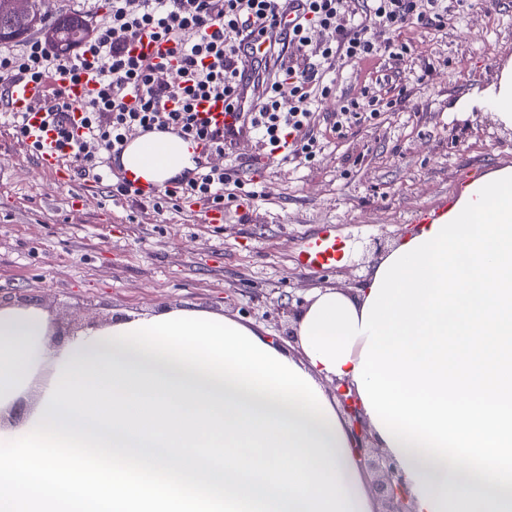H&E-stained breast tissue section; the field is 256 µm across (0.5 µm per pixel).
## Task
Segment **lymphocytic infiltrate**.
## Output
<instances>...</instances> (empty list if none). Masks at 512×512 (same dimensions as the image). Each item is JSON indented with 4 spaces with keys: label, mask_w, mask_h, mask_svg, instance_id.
<instances>
[{
    "label": "lymphocytic infiltrate",
    "mask_w": 512,
    "mask_h": 512,
    "mask_svg": "<svg viewBox=\"0 0 512 512\" xmlns=\"http://www.w3.org/2000/svg\"><path fill=\"white\" fill-rule=\"evenodd\" d=\"M446 0H110L95 34L75 51L59 53L33 40L17 53L0 52V84L43 83L51 72L78 84L96 70L99 87L72 113L68 88L57 89L42 120L58 147L71 148L80 174L104 181L107 156H120L135 131H177L223 152L235 136L198 112L206 98L225 109L238 102V78L249 57L243 48L265 27L285 25L287 36L265 47V76L250 136L269 154L312 162L321 150L314 116L332 92L337 66L379 56L403 59L408 48L396 31L412 22L443 26ZM169 45L171 62L154 67L135 56L141 33ZM321 40H313V33ZM231 178L226 170L199 165L171 180L164 200H184L223 211Z\"/></svg>",
    "instance_id": "obj_1"
}]
</instances>
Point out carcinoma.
I'll return each instance as SVG.
<instances>
[{"label":"carcinoma","mask_w":512,"mask_h":512,"mask_svg":"<svg viewBox=\"0 0 512 512\" xmlns=\"http://www.w3.org/2000/svg\"><path fill=\"white\" fill-rule=\"evenodd\" d=\"M39 34L55 51H66L84 41L90 28L84 17L51 8L50 0H32L26 17L0 18V44L16 42Z\"/></svg>","instance_id":"1"}]
</instances>
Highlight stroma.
<instances>
[{
	"label": "stroma",
	"mask_w": 512,
	"mask_h": 512,
	"mask_svg": "<svg viewBox=\"0 0 512 512\" xmlns=\"http://www.w3.org/2000/svg\"><path fill=\"white\" fill-rule=\"evenodd\" d=\"M394 38L410 49L404 61L337 68L312 164L256 163L262 148L252 140L207 157L254 190L217 222L182 201L156 209L112 199L77 173L60 184L0 124V305L37 303L67 332L192 307L293 349L290 334L315 291L362 287L416 212H439L471 179L512 165V129L489 108L456 109L512 58V0H448L445 26L413 23ZM374 84L407 88L405 108L336 135L330 116ZM321 224L335 225L340 257L304 267L299 253Z\"/></svg>",
	"instance_id": "1"
}]
</instances>
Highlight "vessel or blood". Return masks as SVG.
<instances>
[{
  "instance_id": "1",
  "label": "vessel or blood",
  "mask_w": 512,
  "mask_h": 512,
  "mask_svg": "<svg viewBox=\"0 0 512 512\" xmlns=\"http://www.w3.org/2000/svg\"><path fill=\"white\" fill-rule=\"evenodd\" d=\"M259 71H252L240 84L239 102L235 110L228 111L220 99H211L202 102L201 111L207 112L209 117L218 125L239 128L243 125L244 113L253 111L256 104L255 96L258 92ZM70 86L69 95L71 108H78L81 100L97 87V80L93 73H85L77 85H70L66 74L56 72L50 75L43 85L32 83H14L6 89H0V100L9 102L18 112L29 113V122L33 127H40L41 118L37 116L38 101L42 100L48 89L60 86ZM45 150L39 160L42 170L49 172L61 183L71 180L72 158L70 151L58 150L52 137H45ZM336 227L332 224L321 225L309 238L307 245V260L316 266L334 265L337 258Z\"/></svg>"
}]
</instances>
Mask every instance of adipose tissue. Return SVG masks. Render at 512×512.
I'll return each mask as SVG.
<instances>
[{
    "mask_svg": "<svg viewBox=\"0 0 512 512\" xmlns=\"http://www.w3.org/2000/svg\"><path fill=\"white\" fill-rule=\"evenodd\" d=\"M512 128V60L481 95ZM122 168L157 184L195 165L182 138L131 139ZM300 355L248 325L191 307L58 336L38 305L0 306V435L42 415L53 378L97 372L176 403L235 405L294 424L331 464L353 512H373L353 437L323 381L355 390L414 512H512V166L474 178L402 238L355 294L318 293L297 319Z\"/></svg>",
    "mask_w": 512,
    "mask_h": 512,
    "instance_id": "adipose-tissue-1",
    "label": "adipose tissue"
}]
</instances>
